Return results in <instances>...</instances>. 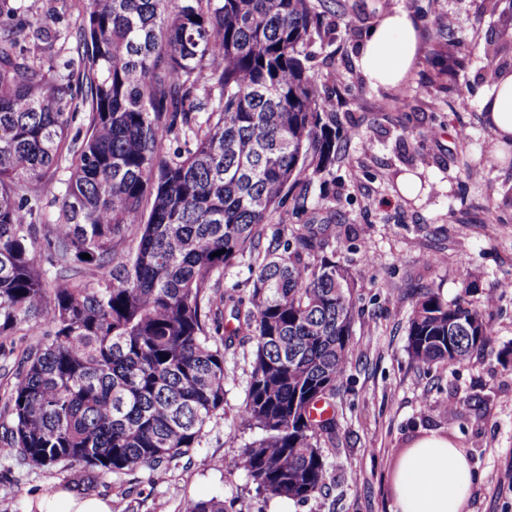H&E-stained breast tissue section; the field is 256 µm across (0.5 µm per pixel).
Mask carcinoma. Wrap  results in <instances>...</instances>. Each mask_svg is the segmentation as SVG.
I'll return each mask as SVG.
<instances>
[{
    "mask_svg": "<svg viewBox=\"0 0 512 512\" xmlns=\"http://www.w3.org/2000/svg\"><path fill=\"white\" fill-rule=\"evenodd\" d=\"M85 2L74 80L35 54L52 48L49 27L0 0V339L36 337L0 395V457L167 466L224 409V354L244 334L255 352L240 421L260 436L238 467L258 492L306 501L328 484L336 420L318 404L349 362L356 281L336 226L285 240L272 221L286 204L307 210L336 163V113L307 66L335 0ZM81 110L85 134L70 138ZM43 181L47 202L31 188ZM132 226L137 246L118 258ZM242 261L249 290H221ZM93 269L100 279H80ZM494 339L482 310L416 292L417 366L465 362Z\"/></svg>",
    "mask_w": 512,
    "mask_h": 512,
    "instance_id": "carcinoma-1",
    "label": "carcinoma"
}]
</instances>
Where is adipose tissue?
I'll return each mask as SVG.
<instances>
[{
    "mask_svg": "<svg viewBox=\"0 0 512 512\" xmlns=\"http://www.w3.org/2000/svg\"><path fill=\"white\" fill-rule=\"evenodd\" d=\"M416 53L414 19L396 9L372 26L359 47L358 64L369 83L396 88L413 68ZM482 107L498 141L512 139V68L497 71ZM472 482L468 459L448 439L435 434L421 438L398 462L395 512H466Z\"/></svg>",
    "mask_w": 512,
    "mask_h": 512,
    "instance_id": "obj_1",
    "label": "adipose tissue"
}]
</instances>
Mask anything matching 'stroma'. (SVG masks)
I'll list each match as a JSON object with an SVG mask.
<instances>
[{
    "label": "stroma",
    "instance_id": "35a3bbf8",
    "mask_svg": "<svg viewBox=\"0 0 512 512\" xmlns=\"http://www.w3.org/2000/svg\"><path fill=\"white\" fill-rule=\"evenodd\" d=\"M54 13L53 64L78 67L80 0H38ZM401 8L415 22L417 62L405 83L372 87L355 63L359 44L382 13ZM455 15L453 57L434 54V20ZM328 40L315 43L310 66L343 133L342 151L325 183L313 184L322 221L343 225L337 258L357 279L352 354L336 392V439L327 445L329 483L304 502L256 494L234 460L258 430L242 429L254 345L225 355L224 408L199 447L163 475H101L79 466L38 468L0 457V512H37L58 490L111 499L118 512H183L190 500L218 498L235 512H394L392 476L403 454L429 433L448 437L467 455L475 481L467 512H512V363L497 351L512 345V290L485 306L486 293L512 279V147L495 154L485 124L487 45L501 49L497 67H512V0H336L323 16ZM468 108H460L459 95ZM471 134L469 143L456 136ZM479 170L476 179L465 166ZM416 176V195L401 191ZM487 309L495 347L455 366L419 369L407 346L418 289Z\"/></svg>",
    "mask_w": 512,
    "mask_h": 512
}]
</instances>
